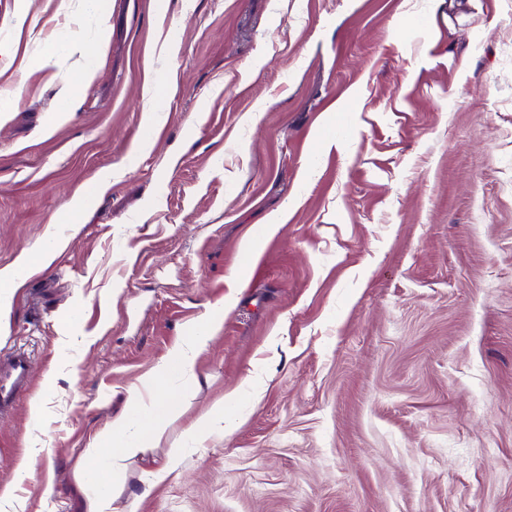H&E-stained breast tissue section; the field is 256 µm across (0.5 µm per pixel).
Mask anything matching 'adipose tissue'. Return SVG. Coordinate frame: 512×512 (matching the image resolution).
Returning a JSON list of instances; mask_svg holds the SVG:
<instances>
[{
    "label": "adipose tissue",
    "instance_id": "1",
    "mask_svg": "<svg viewBox=\"0 0 512 512\" xmlns=\"http://www.w3.org/2000/svg\"><path fill=\"white\" fill-rule=\"evenodd\" d=\"M217 330L214 317L197 325L130 390L126 409L113 418L111 428L102 432L95 448L88 451L80 512H128L118 504L120 494L111 477L125 461L145 455L167 424L183 413L186 387L196 378V359Z\"/></svg>",
    "mask_w": 512,
    "mask_h": 512
}]
</instances>
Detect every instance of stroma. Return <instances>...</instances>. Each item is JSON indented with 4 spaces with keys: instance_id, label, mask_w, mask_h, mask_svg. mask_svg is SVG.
<instances>
[{
    "instance_id": "1",
    "label": "stroma",
    "mask_w": 512,
    "mask_h": 512,
    "mask_svg": "<svg viewBox=\"0 0 512 512\" xmlns=\"http://www.w3.org/2000/svg\"><path fill=\"white\" fill-rule=\"evenodd\" d=\"M108 8L102 33L95 0H0L17 512H79L88 448L217 308L153 450L180 473L147 493L128 463L134 512H512V0ZM32 387L29 353L20 349L0 358V415L9 413L17 398ZM237 400L238 393H231L226 396L224 402L217 408L199 417L194 424L196 433L201 436L214 433H224V435H227V426L224 424V408H231Z\"/></svg>"
}]
</instances>
